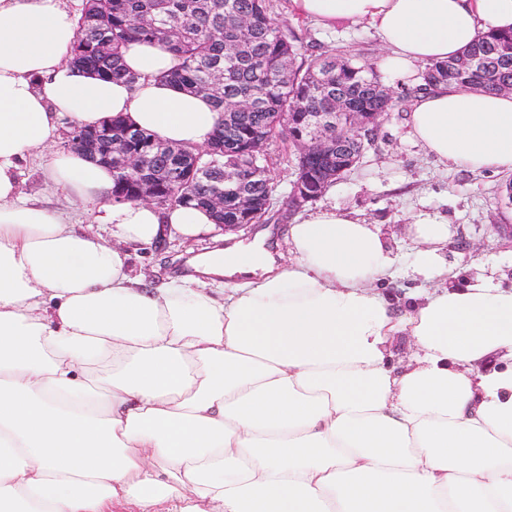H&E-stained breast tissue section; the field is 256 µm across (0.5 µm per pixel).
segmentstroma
<instances>
[{"label":"stroma","instance_id":"stroma-1","mask_svg":"<svg viewBox=\"0 0 512 512\" xmlns=\"http://www.w3.org/2000/svg\"><path fill=\"white\" fill-rule=\"evenodd\" d=\"M277 18L287 21L306 43L316 44L329 55H354L378 63L384 49L374 30L365 24L326 30L296 15L291 0H273ZM410 102L385 118L372 146L366 147L360 166L332 186L323 196L325 204L350 211L377 224L384 239L398 254L401 265L411 263L418 244L409 231V217L419 212H437L448 218V241L443 257L453 267H495L504 285L512 286V206L501 199L507 172L469 170L446 166L429 155L408 135ZM21 188L50 203L81 232L110 239L107 225L96 223L90 205L68 197L45 176L41 152L28 155L21 164ZM469 247L457 249L458 240ZM212 239L186 242L173 235L167 247L155 251L148 245L129 244L125 251L133 272L149 284L192 273L180 265L188 252L214 248Z\"/></svg>","mask_w":512,"mask_h":512}]
</instances>
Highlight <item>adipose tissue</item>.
I'll use <instances>...</instances> for the list:
<instances>
[{
	"label": "adipose tissue",
	"mask_w": 512,
	"mask_h": 512,
	"mask_svg": "<svg viewBox=\"0 0 512 512\" xmlns=\"http://www.w3.org/2000/svg\"><path fill=\"white\" fill-rule=\"evenodd\" d=\"M330 28L365 22L395 80L512 29V0H291ZM59 0H0V512H512V290L441 256L446 219L416 215L406 276L377 225L333 206L197 254L195 275L149 286L123 244L165 228L194 240L209 210L112 199L114 173L55 151L62 120L116 114L183 147L219 121L163 81L162 45L122 49L136 84L69 64ZM411 137L441 163L512 171V92L417 94ZM48 178L95 208L111 241L78 232L20 187ZM408 338L412 351L393 363Z\"/></svg>",
	"instance_id": "ef3b65f1"
}]
</instances>
